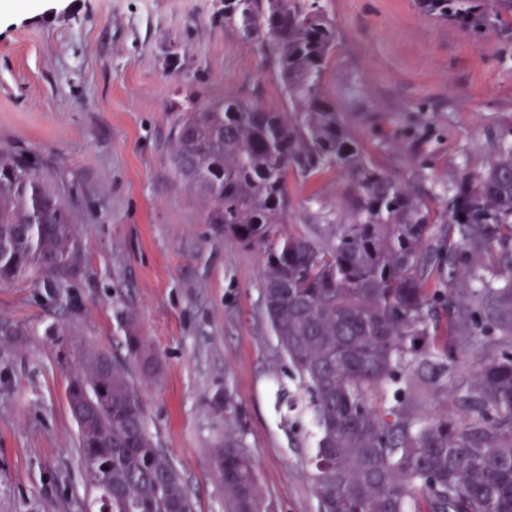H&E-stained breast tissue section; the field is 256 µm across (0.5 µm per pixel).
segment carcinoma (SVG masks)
Returning <instances> with one entry per match:
<instances>
[{"label": "carcinoma", "mask_w": 512, "mask_h": 512, "mask_svg": "<svg viewBox=\"0 0 512 512\" xmlns=\"http://www.w3.org/2000/svg\"><path fill=\"white\" fill-rule=\"evenodd\" d=\"M328 0H224L243 38H262L288 110L231 95L182 112L172 163L224 238L262 250L261 297L278 352L298 375L319 429L311 457L321 512H512V137L450 190L440 225L410 186L363 153L322 90L336 45ZM443 20L490 27L512 0H418ZM331 168L353 188L336 223L286 232L288 174ZM499 248L502 267L458 288L452 268ZM78 255L52 182L0 151V283L59 276ZM452 315L440 333L439 309ZM129 356H146L138 332ZM452 392L457 410L425 403ZM70 407L83 409L80 457L95 512H193L158 448L128 368L80 355ZM225 512H276L239 435L212 452Z\"/></svg>", "instance_id": "carcinoma-1"}]
</instances>
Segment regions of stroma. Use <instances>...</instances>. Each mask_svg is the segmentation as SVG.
<instances>
[{
	"label": "stroma",
	"mask_w": 512,
	"mask_h": 512,
	"mask_svg": "<svg viewBox=\"0 0 512 512\" xmlns=\"http://www.w3.org/2000/svg\"><path fill=\"white\" fill-rule=\"evenodd\" d=\"M328 6L326 99L439 218L445 187L512 134V19L482 30L415 0ZM224 95L288 106L274 59L225 22L224 0H0V149L54 183L80 246L65 287L0 285V512H89L67 393L85 350L127 362L194 512H224L211 453L228 394L277 512H319L312 413L264 314L261 252L207 223L171 163L180 112ZM347 189L336 169L289 175V223L334 219ZM130 324L152 366L128 356Z\"/></svg>",
	"instance_id": "obj_1"
}]
</instances>
